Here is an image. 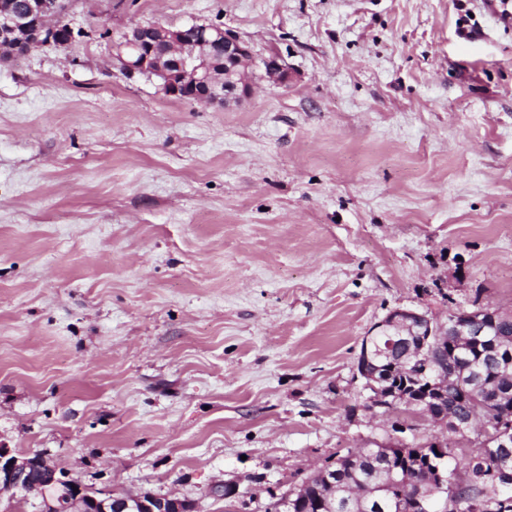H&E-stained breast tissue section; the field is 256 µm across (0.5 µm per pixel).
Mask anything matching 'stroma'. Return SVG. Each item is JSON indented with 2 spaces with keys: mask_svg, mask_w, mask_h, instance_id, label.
Instances as JSON below:
<instances>
[{
  "mask_svg": "<svg viewBox=\"0 0 512 512\" xmlns=\"http://www.w3.org/2000/svg\"><path fill=\"white\" fill-rule=\"evenodd\" d=\"M470 8L73 0L68 45L0 63V448L271 512L347 450L437 434L366 410L357 358L396 309L512 315V26ZM156 22L237 33L251 97L126 78L115 42Z\"/></svg>",
  "mask_w": 512,
  "mask_h": 512,
  "instance_id": "35a3bbf8",
  "label": "stroma"
}]
</instances>
